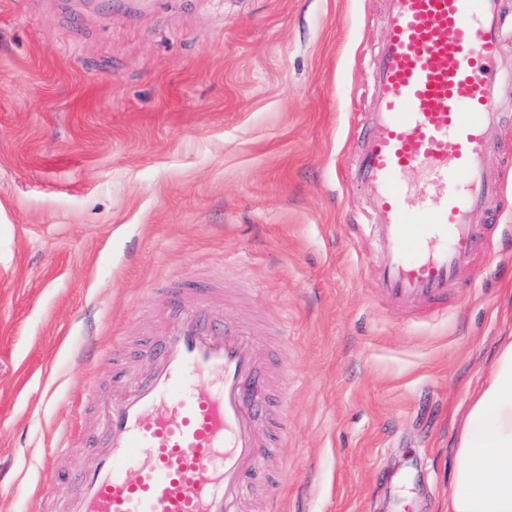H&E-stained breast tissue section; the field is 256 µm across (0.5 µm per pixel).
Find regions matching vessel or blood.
I'll list each match as a JSON object with an SVG mask.
<instances>
[{
    "mask_svg": "<svg viewBox=\"0 0 512 512\" xmlns=\"http://www.w3.org/2000/svg\"><path fill=\"white\" fill-rule=\"evenodd\" d=\"M386 28L366 68L369 103L353 127L346 177L365 190L374 291L409 317L448 308L484 245L504 185L485 165L512 99L500 46L512 0H384ZM149 373L107 407L112 438L66 512H242L265 486L287 418L271 406L275 368L249 323L220 324L229 283H166Z\"/></svg>",
    "mask_w": 512,
    "mask_h": 512,
    "instance_id": "vessel-or-blood-1",
    "label": "vessel or blood"
}]
</instances>
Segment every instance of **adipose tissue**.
<instances>
[{"mask_svg": "<svg viewBox=\"0 0 512 512\" xmlns=\"http://www.w3.org/2000/svg\"><path fill=\"white\" fill-rule=\"evenodd\" d=\"M453 454L445 512H512V335L499 339L486 379L466 398Z\"/></svg>", "mask_w": 512, "mask_h": 512, "instance_id": "adipose-tissue-1", "label": "adipose tissue"}]
</instances>
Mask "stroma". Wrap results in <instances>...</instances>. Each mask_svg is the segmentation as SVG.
<instances>
[{"instance_id":"35a3bbf8","label":"stroma","mask_w":512,"mask_h":512,"mask_svg":"<svg viewBox=\"0 0 512 512\" xmlns=\"http://www.w3.org/2000/svg\"><path fill=\"white\" fill-rule=\"evenodd\" d=\"M383 33V0H0V512H57L146 370L154 288L228 269L225 319L288 328L281 512H444L512 334V164L488 160L499 229L447 313L381 303L341 175ZM88 333L127 338L123 379Z\"/></svg>"}]
</instances>
